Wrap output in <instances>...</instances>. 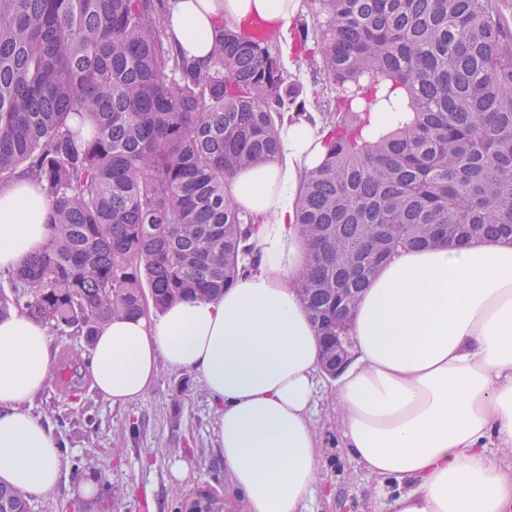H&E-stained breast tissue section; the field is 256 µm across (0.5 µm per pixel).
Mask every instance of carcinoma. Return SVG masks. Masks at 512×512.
Wrapping results in <instances>:
<instances>
[{"instance_id": "obj_1", "label": "carcinoma", "mask_w": 512, "mask_h": 512, "mask_svg": "<svg viewBox=\"0 0 512 512\" xmlns=\"http://www.w3.org/2000/svg\"><path fill=\"white\" fill-rule=\"evenodd\" d=\"M172 0H0V187L34 180L51 233L0 270V319L86 346L115 317L210 298L253 267L259 221L224 178L273 161L308 113L278 42L219 25L201 66L169 41ZM294 49L320 65L321 165L301 181L297 280L336 360V319L402 249L512 241V25L496 0H310ZM410 118L367 140L373 108ZM0 483V512H28Z\"/></svg>"}]
</instances>
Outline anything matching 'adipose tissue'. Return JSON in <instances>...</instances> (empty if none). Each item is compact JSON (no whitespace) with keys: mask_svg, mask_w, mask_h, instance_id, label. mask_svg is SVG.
I'll use <instances>...</instances> for the list:
<instances>
[{"mask_svg":"<svg viewBox=\"0 0 512 512\" xmlns=\"http://www.w3.org/2000/svg\"><path fill=\"white\" fill-rule=\"evenodd\" d=\"M302 0H174L173 43L207 63L222 21L284 27ZM280 159L243 168L224 193L259 219L253 268L224 293L160 317L113 319L89 372L112 403L141 398L160 364L198 372L219 407L224 466L248 512H303L321 468L312 415L320 342L295 279L306 244L294 222L301 175L326 148L322 125L281 133ZM49 206L27 180L0 188V267L50 234ZM353 360L333 381L340 442L396 484L393 512H512V242L406 250L381 267L354 312ZM52 371L44 324L0 321V482L39 497L62 480L57 441L26 405Z\"/></svg>","mask_w":512,"mask_h":512,"instance_id":"obj_1","label":"adipose tissue"}]
</instances>
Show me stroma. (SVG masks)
I'll return each mask as SVG.
<instances>
[{"instance_id": "obj_1", "label": "stroma", "mask_w": 512, "mask_h": 512, "mask_svg": "<svg viewBox=\"0 0 512 512\" xmlns=\"http://www.w3.org/2000/svg\"><path fill=\"white\" fill-rule=\"evenodd\" d=\"M72 388L51 377L31 403L33 415L52 428L61 447L65 477L52 492L33 498L32 512H174L176 498L208 491L223 498L227 512H243L224 467L215 434L217 406L197 373L161 367L147 393L115 405L93 388L88 369ZM314 415L322 467L304 512H390V498L375 491L367 474L337 445L331 385L321 380ZM184 462L182 478L172 466ZM95 482V496L76 493ZM124 487L121 498L107 489Z\"/></svg>"}]
</instances>
